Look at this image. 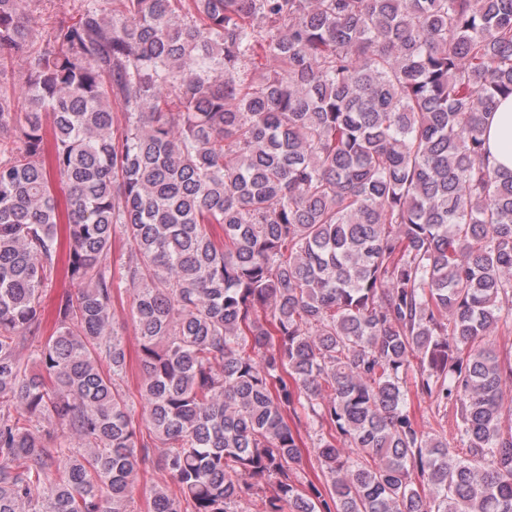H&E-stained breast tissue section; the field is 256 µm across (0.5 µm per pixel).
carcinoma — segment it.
<instances>
[{
	"instance_id": "obj_1",
	"label": "carcinoma",
	"mask_w": 512,
	"mask_h": 512,
	"mask_svg": "<svg viewBox=\"0 0 512 512\" xmlns=\"http://www.w3.org/2000/svg\"><path fill=\"white\" fill-rule=\"evenodd\" d=\"M32 2L0 0V512H135L150 455L147 512H512V0H85L44 40ZM486 121L491 164L512 169V99L502 102ZM131 297L129 293H124L123 304L119 303L115 306L114 326L123 334L126 345L131 352L132 357L135 356V350L138 345V337L135 336L131 316H130ZM141 475L140 481L137 483L133 496L135 499V505L141 507L143 511L146 509L147 501L150 498L151 488L153 482L161 481V476L157 470V463L155 456H150L144 459L140 465Z\"/></svg>"
}]
</instances>
